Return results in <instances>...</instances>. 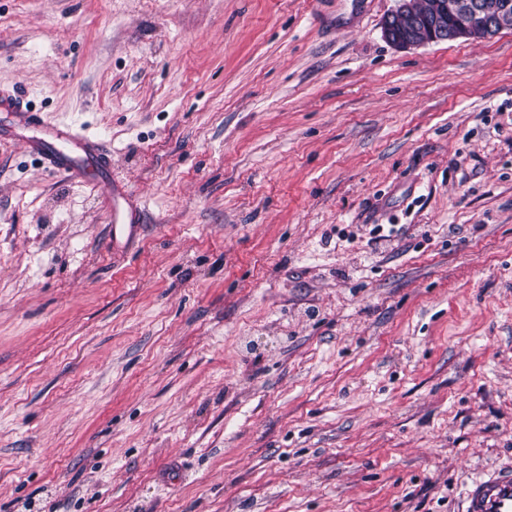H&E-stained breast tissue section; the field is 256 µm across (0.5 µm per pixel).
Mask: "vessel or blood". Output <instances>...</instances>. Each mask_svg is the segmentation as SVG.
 I'll return each mask as SVG.
<instances>
[{"label": "vessel or blood", "instance_id": "obj_1", "mask_svg": "<svg viewBox=\"0 0 512 512\" xmlns=\"http://www.w3.org/2000/svg\"><path fill=\"white\" fill-rule=\"evenodd\" d=\"M0 112L8 117L0 127L1 140L22 143L57 175L104 189L111 201L113 243L131 237L142 211L131 203L125 183L112 175L109 144L81 127L47 120L13 89L0 87ZM464 512H512V468L475 479L465 493Z\"/></svg>", "mask_w": 512, "mask_h": 512}]
</instances>
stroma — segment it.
<instances>
[{
	"mask_svg": "<svg viewBox=\"0 0 512 512\" xmlns=\"http://www.w3.org/2000/svg\"><path fill=\"white\" fill-rule=\"evenodd\" d=\"M396 0H0V512H462L512 467V27ZM394 225L375 239L374 225ZM418 1L397 0L393 14L398 17L397 24L401 33L395 34L391 25L392 15L384 20L382 25L383 36L394 46L407 49L429 43H438L456 38L481 36L482 39L492 38L503 29L500 17L504 8L499 2L509 6L504 13L505 27L512 26V0H432ZM415 4V5H414ZM423 14L429 7L426 18L418 16L413 10ZM451 14L453 19L452 27ZM509 16L508 18H506ZM424 30L427 35L420 37ZM451 38V39H448ZM0 112L9 119L0 139L22 143L53 173L68 180L92 183L111 201L112 247L129 239L142 222V211L130 201L126 185L112 177V149L99 136L72 124L47 120L16 90L0 87Z\"/></svg>",
	"mask_w": 512,
	"mask_h": 512,
	"instance_id": "stroma-1",
	"label": "stroma"
}]
</instances>
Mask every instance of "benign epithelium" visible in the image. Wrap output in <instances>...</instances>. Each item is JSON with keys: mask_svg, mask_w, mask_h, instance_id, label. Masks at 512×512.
Returning <instances> with one entry per match:
<instances>
[{"mask_svg": "<svg viewBox=\"0 0 512 512\" xmlns=\"http://www.w3.org/2000/svg\"><path fill=\"white\" fill-rule=\"evenodd\" d=\"M414 4L415 0H397L393 14L398 17L401 33H394L389 18L382 25L383 36L401 49L470 35L488 39L502 30L504 8L497 0H433L425 18L415 13Z\"/></svg>", "mask_w": 512, "mask_h": 512, "instance_id": "benign-epithelium-1", "label": "benign epithelium"}]
</instances>
